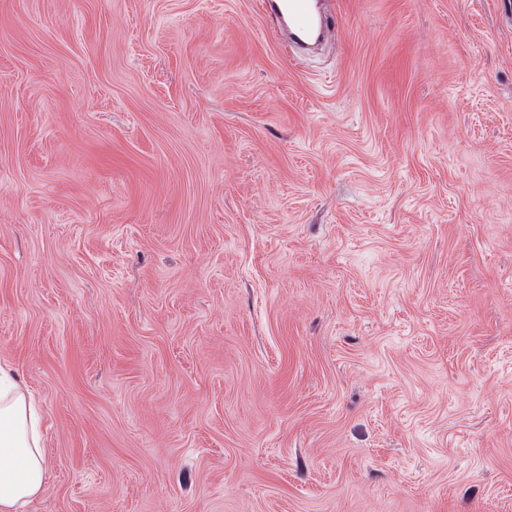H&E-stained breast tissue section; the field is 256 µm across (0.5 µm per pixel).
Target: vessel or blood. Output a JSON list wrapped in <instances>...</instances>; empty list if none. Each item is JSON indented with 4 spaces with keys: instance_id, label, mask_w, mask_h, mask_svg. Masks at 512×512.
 <instances>
[{
    "instance_id": "b4317fda",
    "label": "vessel or blood",
    "mask_w": 512,
    "mask_h": 512,
    "mask_svg": "<svg viewBox=\"0 0 512 512\" xmlns=\"http://www.w3.org/2000/svg\"><path fill=\"white\" fill-rule=\"evenodd\" d=\"M260 7L279 29L287 31L296 46L315 32L328 30L333 23L318 0H260Z\"/></svg>"
}]
</instances>
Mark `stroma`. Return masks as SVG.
Returning a JSON list of instances; mask_svg holds the SVG:
<instances>
[{
	"label": "stroma",
	"mask_w": 512,
	"mask_h": 512,
	"mask_svg": "<svg viewBox=\"0 0 512 512\" xmlns=\"http://www.w3.org/2000/svg\"><path fill=\"white\" fill-rule=\"evenodd\" d=\"M0 0L27 512H512V0ZM258 3L262 12L277 24L278 30H286L290 42L298 47H303L302 41H307L317 31L323 35L333 23L331 16H324L316 0H261Z\"/></svg>",
	"instance_id": "stroma-1"
}]
</instances>
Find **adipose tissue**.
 I'll return each mask as SVG.
<instances>
[{
  "mask_svg": "<svg viewBox=\"0 0 512 512\" xmlns=\"http://www.w3.org/2000/svg\"><path fill=\"white\" fill-rule=\"evenodd\" d=\"M41 416L10 369L0 366V512H24L44 488Z\"/></svg>",
  "mask_w": 512,
  "mask_h": 512,
  "instance_id": "adipose-tissue-1",
  "label": "adipose tissue"
}]
</instances>
